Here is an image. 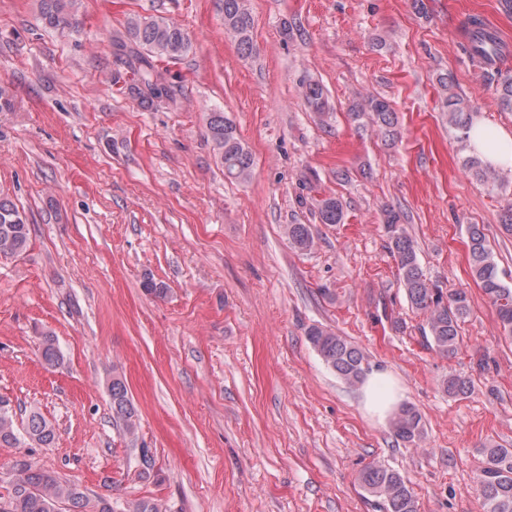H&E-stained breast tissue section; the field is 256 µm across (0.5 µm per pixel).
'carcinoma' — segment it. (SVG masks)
Instances as JSON below:
<instances>
[{"mask_svg": "<svg viewBox=\"0 0 512 512\" xmlns=\"http://www.w3.org/2000/svg\"><path fill=\"white\" fill-rule=\"evenodd\" d=\"M83 0H39V17L49 28L70 32L79 28ZM224 29L233 33L242 53L250 51L253 19L245 0H222ZM467 42L464 49L473 58L493 62L505 53V45L497 33L484 23L471 17L466 22ZM190 34L181 25L164 18L132 17L127 22V42L120 45L130 73L126 83L129 95L146 108L168 95L163 82L161 65L176 62L192 50ZM441 87L448 89L444 107L448 111V124L467 138L471 126V109L457 93L452 91L454 78L439 77ZM500 108L512 112V75L499 76L496 85ZM308 108L318 116L325 115L327 101L322 85L310 82L304 90ZM353 118L366 116L387 140L398 137V122L390 103L384 98H370L362 111L352 113ZM206 139L230 180L246 181L252 173V155L240 140L236 127L215 110L204 117ZM463 165L480 182L492 186L501 178L495 168L472 154L463 158ZM317 214L322 224H340L343 207L334 196L318 200ZM405 217L399 211L385 212V227L390 250L397 262L399 279L411 309L424 314L423 337L439 354L451 357L459 349L460 324L471 313L466 292H443L423 273L417 246L404 226ZM285 234L290 246L306 252L313 244L309 224H288ZM30 242V224L26 214L7 196H0V258L24 253ZM468 254L472 276L483 294L496 307L503 332L512 338V287L499 276L498 267L486 246L485 235L479 225L468 226ZM306 338L323 363L343 381L353 384L364 380L367 366L361 350L344 337L321 324H312ZM41 357L51 369L63 363V356L55 338L45 335L41 342ZM441 387L450 397H464L471 392L472 381L450 373ZM108 393L112 419L119 424L126 437L134 438L138 432L139 415L128 392L123 376L112 370ZM394 435L409 443L422 438V418L411 405L403 404L391 418ZM56 439L55 425L38 411H32L21 423H16L12 408L0 400V445L12 446L26 442L30 447L49 448ZM483 462L475 477L482 497L484 512H512V448L487 446L482 449ZM357 483L364 496L373 502L379 512H418L416 495L399 472L379 461L360 470ZM0 512H169L166 504L155 498H142L120 504L104 497L92 499L81 485L65 480L53 471L35 466L29 460H19L13 467L7 497L0 496Z\"/></svg>", "mask_w": 512, "mask_h": 512, "instance_id": "1", "label": "carcinoma"}]
</instances>
